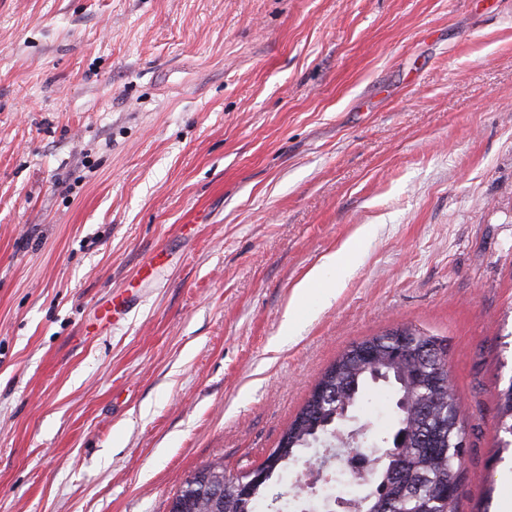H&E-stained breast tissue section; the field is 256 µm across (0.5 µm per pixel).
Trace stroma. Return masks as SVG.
I'll return each mask as SVG.
<instances>
[{"label":"stroma","instance_id":"1","mask_svg":"<svg viewBox=\"0 0 512 512\" xmlns=\"http://www.w3.org/2000/svg\"><path fill=\"white\" fill-rule=\"evenodd\" d=\"M411 325L501 512L512 0H0V512H169Z\"/></svg>","mask_w":512,"mask_h":512}]
</instances>
